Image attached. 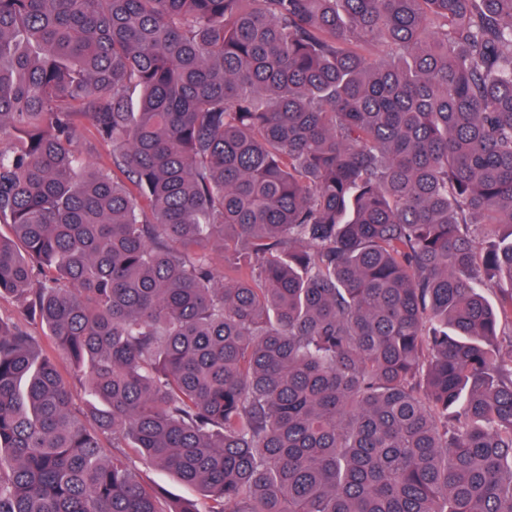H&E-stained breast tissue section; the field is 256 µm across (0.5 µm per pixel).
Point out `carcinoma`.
I'll list each match as a JSON object with an SVG mask.
<instances>
[{"label":"carcinoma","instance_id":"1","mask_svg":"<svg viewBox=\"0 0 512 512\" xmlns=\"http://www.w3.org/2000/svg\"><path fill=\"white\" fill-rule=\"evenodd\" d=\"M0 224V512H512V0H0ZM139 474L168 501H180L184 499L195 500L200 503L201 495L194 489L182 484L171 473L161 470L158 467L147 466L137 463Z\"/></svg>","mask_w":512,"mask_h":512}]
</instances>
